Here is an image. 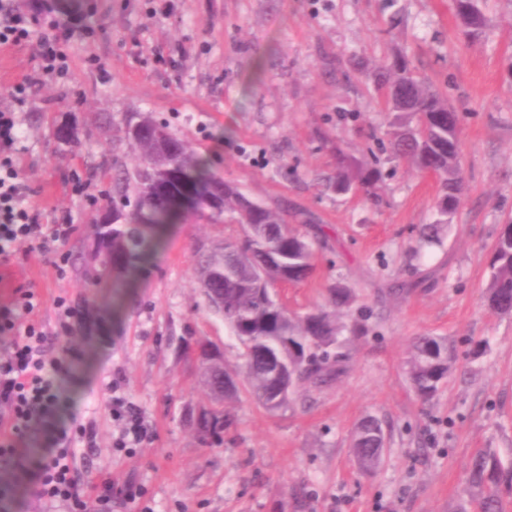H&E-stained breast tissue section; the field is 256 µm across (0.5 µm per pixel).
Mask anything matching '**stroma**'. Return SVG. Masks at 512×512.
Here are the masks:
<instances>
[{"instance_id":"35a3bbf8","label":"stroma","mask_w":512,"mask_h":512,"mask_svg":"<svg viewBox=\"0 0 512 512\" xmlns=\"http://www.w3.org/2000/svg\"><path fill=\"white\" fill-rule=\"evenodd\" d=\"M76 26L65 77L39 76L36 40L0 48V107L17 114L16 161L39 223L75 225L63 270L39 253L0 263V303L16 288L40 295L39 318L55 328L57 296L83 301L85 359L70 389L73 411L96 432L74 462L81 482L98 473L145 486L115 512H455L473 492L469 463L480 450L512 468V315L486 304L489 261L512 221V0H480L482 34L465 36L455 0H90ZM406 57L462 117L465 190L439 229L438 176L380 149L393 117L377 69ZM37 84L21 103L24 78ZM168 125L225 180L314 243L316 270L274 291L291 315L324 304L343 281L344 371L302 387L270 413L248 395L224 403L220 438L203 440L199 416L215 405L189 344L205 338L228 363L238 350L201 290L199 264L243 225L192 218L168 225L144 271L113 289L85 273L95 224L112 202V175L139 155L120 133L135 114ZM77 130L71 145L57 128ZM379 158L378 198L339 195L326 182L336 152ZM83 194L72 191L74 184ZM416 290L397 293L398 284ZM366 324L358 335L354 325ZM447 338L455 354L435 397L422 401L406 375L415 337ZM125 396L149 438L113 448L108 403ZM379 419L385 448L373 473L352 450L355 428Z\"/></svg>"}]
</instances>
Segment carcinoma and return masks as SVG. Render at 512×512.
<instances>
[{"instance_id":"cac0c4a2","label":"carcinoma","mask_w":512,"mask_h":512,"mask_svg":"<svg viewBox=\"0 0 512 512\" xmlns=\"http://www.w3.org/2000/svg\"><path fill=\"white\" fill-rule=\"evenodd\" d=\"M49 12L63 22L89 17L82 0H45ZM471 12L465 35L476 38L483 27V15L477 0H466ZM388 88L390 111L395 120L387 132L393 153L420 171L440 175L441 189L436 199L437 223L421 230L425 239L434 236L437 225L448 222L457 210L462 178L456 155L460 154L459 129L448 113V101L432 91L411 69L404 58L394 60L377 74ZM416 126L411 128V117ZM175 152L154 160L168 175L156 186V194L145 190L141 169L133 174L117 173L114 191L119 196L140 200L128 212L127 223L112 227L113 266L103 267L90 282L95 283L117 268L122 274L138 270L145 255L160 240L159 230L182 216L214 220L225 213L247 226L245 235L224 243V248L204 260L203 281L211 295L228 298L224 321L230 335L240 346L238 361L224 364V370L237 372V381L224 389V400L247 392L269 412L286 409L298 388L320 386L340 371L341 334L345 325L342 311L354 300L352 289L338 281L328 289V307L293 318L288 310L257 290L277 282H301L314 270V252L305 236L288 224L285 210L267 206L246 210L247 195L235 184L214 173L207 160L188 144L170 134ZM337 172L330 188L345 194L356 188L365 195L376 193L383 180L378 161L361 163L340 148L336 149ZM488 308L497 314L512 312V222L502 226L490 260L486 291ZM288 357L292 383H284L271 374V358ZM454 363L448 340L439 336H420L412 345L407 360V376L416 394L432 399ZM224 431V414L214 410L204 416L199 432L215 436ZM384 433L375 418L363 420L353 436V451L360 467L373 471L380 461ZM504 472L498 458L479 451L471 463V483L478 490L475 512H503L498 486Z\"/></svg>"}]
</instances>
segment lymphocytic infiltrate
<instances>
[{
	"label": "lymphocytic infiltrate",
	"mask_w": 512,
	"mask_h": 512,
	"mask_svg": "<svg viewBox=\"0 0 512 512\" xmlns=\"http://www.w3.org/2000/svg\"><path fill=\"white\" fill-rule=\"evenodd\" d=\"M72 29L51 27L38 43L37 59L43 74H63L68 58L61 46ZM15 112L0 108V260L8 261L19 249L40 254L57 252L75 231L71 224H40L26 203L28 187L14 164L19 141ZM40 304L37 294L18 288L10 305L0 306V335L9 337L0 351V499L15 498L23 490L63 512H112L115 501L143 496L142 488L115 485L110 477L87 485L73 475V450L94 447L93 429L76 427L62 388L81 361L73 336L81 323L80 303L60 296L57 331L34 320ZM68 342L59 354L51 348L59 337ZM110 412L121 429L112 442L116 448H137L148 430L139 408L123 396H113Z\"/></svg>",
	"instance_id": "f902f5d3"
}]
</instances>
